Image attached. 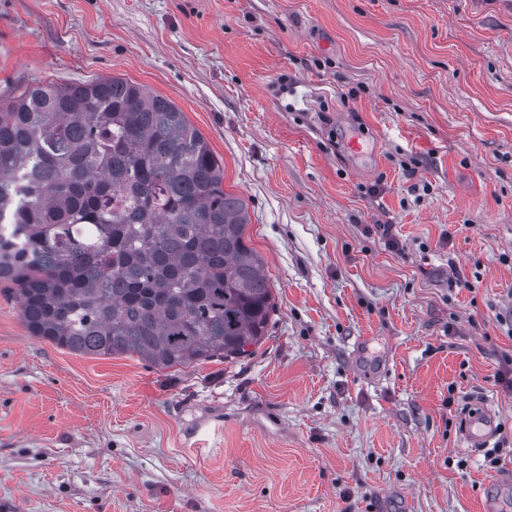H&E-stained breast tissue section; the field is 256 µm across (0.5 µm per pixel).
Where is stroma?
Listing matches in <instances>:
<instances>
[{
    "label": "stroma",
    "instance_id": "stroma-1",
    "mask_svg": "<svg viewBox=\"0 0 512 512\" xmlns=\"http://www.w3.org/2000/svg\"><path fill=\"white\" fill-rule=\"evenodd\" d=\"M112 76L220 157L275 312L160 370L0 294V512H512V0H0L1 103ZM498 429V416L495 410L484 402H476L462 417L460 429L464 448L475 451L488 448Z\"/></svg>",
    "mask_w": 512,
    "mask_h": 512
}]
</instances>
